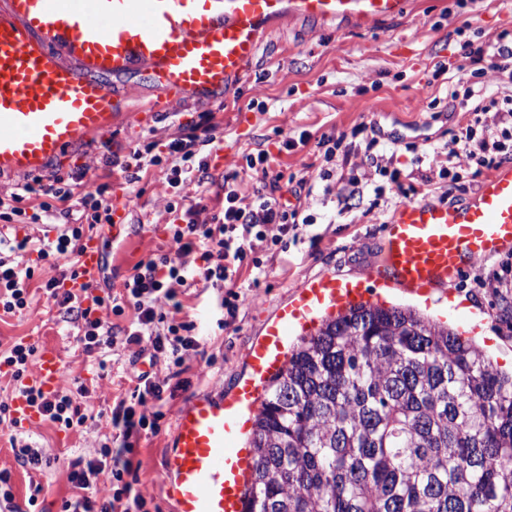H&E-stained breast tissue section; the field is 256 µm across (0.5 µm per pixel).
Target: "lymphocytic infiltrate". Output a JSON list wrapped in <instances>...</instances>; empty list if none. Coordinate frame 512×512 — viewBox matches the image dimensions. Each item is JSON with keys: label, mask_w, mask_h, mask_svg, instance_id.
<instances>
[{"label": "lymphocytic infiltrate", "mask_w": 512, "mask_h": 512, "mask_svg": "<svg viewBox=\"0 0 512 512\" xmlns=\"http://www.w3.org/2000/svg\"><path fill=\"white\" fill-rule=\"evenodd\" d=\"M471 64L482 65L497 75L512 80V33L503 31L465 52ZM477 116L443 145H429L422 156L429 162L423 185L441 180L456 189L459 168H473L475 175L497 169L499 162L512 155V95L484 97L475 106ZM200 140L195 135L174 139L167 156L155 154L154 143H147L133 153L134 175L128 193L137 197L139 172L165 167L171 187L185 182L204 184L210 174L199 157ZM325 167L318 178L324 193L336 194L339 202L363 198L365 191L375 196L385 193L406 195L407 190L398 171L391 164L397 142H380L377 133L364 139L366 167L360 173H348L350 155H337L334 139L322 137ZM385 177L386 185L376 184ZM237 174L224 177V204L221 210L201 217L197 206L183 200L166 203L167 212H181L180 223L169 225L168 243L146 260L137 263L115 293L93 296L92 307L70 289L65 280L75 278V268L45 284L64 322L77 329L85 354L96 355L99 367H106L111 357L131 353L133 358L148 357L151 364L165 363L180 370L191 369L194 360L206 354L205 340L196 332L193 321L182 319L183 294L200 286L213 290L219 308L228 319H235L244 297L227 289L226 284L248 268L253 281L266 278L268 271L256 255L272 250L288 233L313 224L312 215L300 207L280 203L272 194L253 190L244 194ZM36 214H27L28 205ZM73 216L74 221L62 225L56 238L25 235L20 238L0 237V316L20 315L32 303L30 282L35 263L55 255L75 253L83 239L96 234L101 225L111 222L112 205L104 187L75 195L72 184L64 176L50 174L18 185L14 191L0 193V222L11 224L28 215L34 223H54L58 214ZM37 349L22 341L0 350V367L10 375L15 395L24 397L42 420L59 429L80 430L93 418L90 408L81 407L80 399L89 397L86 386L58 389L45 393L30 383L29 368ZM129 397L119 399L111 411V435L106 436L94 456L70 463L67 481L71 494L62 503V512H147V501L136 487L133 453L142 434L157 433L165 405L166 382L157 374L142 372ZM18 421L10 403L0 401V427L7 429L16 461L20 466L39 471L47 465L44 449L20 442ZM107 479L106 492H98L100 479Z\"/></svg>", "instance_id": "lymphocytic-infiltrate-1"}]
</instances>
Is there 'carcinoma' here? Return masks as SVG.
I'll return each mask as SVG.
<instances>
[{
    "mask_svg": "<svg viewBox=\"0 0 512 512\" xmlns=\"http://www.w3.org/2000/svg\"><path fill=\"white\" fill-rule=\"evenodd\" d=\"M251 445L248 512H512V372L361 302L289 350Z\"/></svg>",
    "mask_w": 512,
    "mask_h": 512,
    "instance_id": "1",
    "label": "carcinoma"
}]
</instances>
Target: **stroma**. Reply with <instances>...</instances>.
Segmentation results:
<instances>
[{
  "mask_svg": "<svg viewBox=\"0 0 512 512\" xmlns=\"http://www.w3.org/2000/svg\"><path fill=\"white\" fill-rule=\"evenodd\" d=\"M504 30L512 32V0H406L398 19L361 30L344 20L285 15L262 24L256 58L220 99L169 95L141 69L105 76V83L130 90L112 122L107 148H69L50 168L63 176H79L80 187L104 184L112 198L127 199L128 230L110 260L112 284L117 287L137 262L165 244V226L171 219L165 203L172 193L188 196L213 212L222 201L219 184L225 174L238 172L244 192L260 187V180L240 170L244 154L267 151L272 159L270 175L312 178L322 165L318 146L322 136H338L341 151L354 152L364 139L359 126L373 120L379 121L386 138L401 137L419 146L427 140L439 145L450 142L471 117L464 97L453 99L446 91L447 84L464 77L461 46L467 41L484 42ZM425 101L430 104L426 110L421 107ZM261 102L267 105L262 112L257 109ZM208 112L219 128L215 142L202 147L200 155L213 185L203 191L188 183L175 190L164 170L154 167L139 183L141 196L128 197L121 182L122 167L144 137L166 145L189 132ZM287 137L296 140L294 149L283 148ZM106 151L113 160L109 167L102 159ZM403 202L400 196L389 193L378 198L370 192L344 212L335 194L314 196L309 212L315 224L299 238H285L283 251L262 254L268 275L248 284L247 297L228 327L217 324L213 291L185 297L199 334L207 340L212 363L170 379L160 429L142 436L137 445V488L149 512L174 510L162 486L161 468L178 410L192 395L233 388L246 372V350L298 284L323 276L365 277L381 257L385 218L393 217ZM478 275L512 280V251L470 268L453 288L477 325L476 339L502 364L512 359V287L495 291L476 287ZM18 339L55 347L63 361L60 386L86 385L101 413L80 431H63L38 420L26 425V433L53 459L40 472H26L17 463L7 434L0 433V471L10 472L16 503L24 504L29 483L35 480L45 487L39 498L41 512H60L69 494V462L92 456L98 436L109 432L112 402L131 390L132 371L117 364L102 372L92 358L82 357L76 329L61 321L57 308L41 293L29 312L0 321V345Z\"/></svg>",
  "mask_w": 512,
  "mask_h": 512,
  "instance_id": "obj_1",
  "label": "stroma"
}]
</instances>
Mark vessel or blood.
Instances as JSON below:
<instances>
[{
    "mask_svg": "<svg viewBox=\"0 0 512 512\" xmlns=\"http://www.w3.org/2000/svg\"><path fill=\"white\" fill-rule=\"evenodd\" d=\"M406 0H0V177L47 170L65 148L112 129L127 89L104 76L147 70L167 93L210 98L254 58L262 22L284 14L345 20L364 29L397 19ZM126 203L78 252L73 292L100 276L108 241L126 232ZM512 250V168H500L473 199L457 205L403 204L385 226V246L366 278H310L248 348V373L231 393L206 391L178 411L163 461L175 512H245L255 466L250 436L262 390L284 368L295 332L314 333L316 315L356 302L378 303L377 289L418 296L450 288L478 262ZM63 369L43 347L36 380L54 391Z\"/></svg>",
    "mask_w": 512,
    "mask_h": 512,
    "instance_id": "obj_1",
    "label": "vessel or blood"
}]
</instances>
